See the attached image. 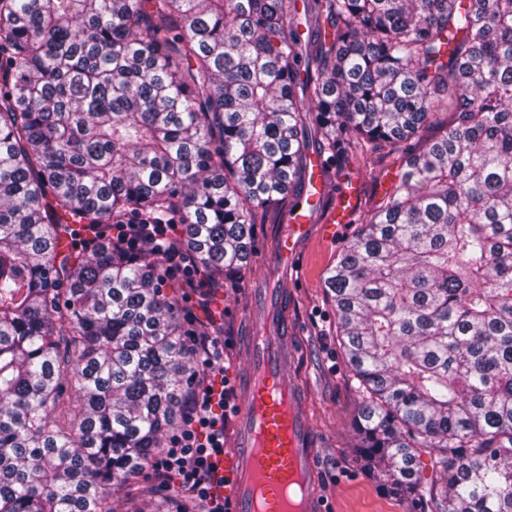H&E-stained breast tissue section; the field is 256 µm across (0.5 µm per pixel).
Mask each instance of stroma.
I'll use <instances>...</instances> for the list:
<instances>
[{
  "label": "stroma",
  "mask_w": 512,
  "mask_h": 512,
  "mask_svg": "<svg viewBox=\"0 0 512 512\" xmlns=\"http://www.w3.org/2000/svg\"><path fill=\"white\" fill-rule=\"evenodd\" d=\"M351 188L362 200H369L375 192L370 170L352 164L344 176L328 181L321 207L309 214L311 222L323 223L326 208L335 206L342 191ZM356 230V225L349 223L334 238L311 236L302 245L297 265L285 271L258 258L251 260L240 288L223 289L211 301L209 311L198 309L194 316L200 321L209 313L223 318L224 336L232 345L224 374L235 383L245 371L252 317L260 312L259 307H247L248 291L282 288L287 296V346L295 352L287 371L303 392L301 406L318 450L320 485L329 512H421L418 503L393 497L379 487L362 471L352 452L361 397L340 347L325 279Z\"/></svg>",
  "instance_id": "stroma-1"
}]
</instances>
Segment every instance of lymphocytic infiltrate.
Returning a JSON list of instances; mask_svg holds the SVG:
<instances>
[{"label": "lymphocytic infiltrate", "mask_w": 512, "mask_h": 512, "mask_svg": "<svg viewBox=\"0 0 512 512\" xmlns=\"http://www.w3.org/2000/svg\"><path fill=\"white\" fill-rule=\"evenodd\" d=\"M112 235L134 247L146 244L160 250L174 278L192 282L199 275L176 245L178 225L124 224L113 228ZM196 343L203 372L201 385L192 398L184 426L156 457L154 468L177 476L186 493L201 503L203 512H224V497L218 491L224 478L218 472V460L224 455L229 381L217 378L216 373L224 368L226 341L223 335L214 334L199 337Z\"/></svg>", "instance_id": "obj_1"}]
</instances>
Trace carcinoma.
I'll use <instances>...</instances> for the list:
<instances>
[{"label":"carcinoma","instance_id":"carcinoma-1","mask_svg":"<svg viewBox=\"0 0 512 512\" xmlns=\"http://www.w3.org/2000/svg\"><path fill=\"white\" fill-rule=\"evenodd\" d=\"M314 145L405 158L325 280L356 460L429 512H512V0H0V512L128 504L201 374L188 295L239 284ZM139 213L204 285L74 236Z\"/></svg>","mask_w":512,"mask_h":512}]
</instances>
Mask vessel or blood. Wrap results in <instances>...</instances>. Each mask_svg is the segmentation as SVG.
Here are the masks:
<instances>
[{
	"instance_id": "obj_1",
	"label": "vessel or blood",
	"mask_w": 512,
	"mask_h": 512,
	"mask_svg": "<svg viewBox=\"0 0 512 512\" xmlns=\"http://www.w3.org/2000/svg\"><path fill=\"white\" fill-rule=\"evenodd\" d=\"M339 209L321 224L323 236L354 212L355 196L345 194ZM290 224L276 232V248L266 253L269 263H296L300 246L312 227L303 208ZM262 317L255 319L250 337L247 378L239 387L232 438L222 463L226 512H328L320 490L317 450L310 425L301 409L295 381L285 364V321L280 320L281 292L265 289Z\"/></svg>"
}]
</instances>
